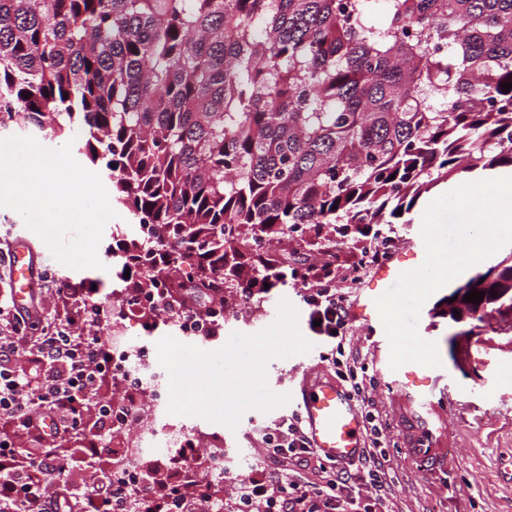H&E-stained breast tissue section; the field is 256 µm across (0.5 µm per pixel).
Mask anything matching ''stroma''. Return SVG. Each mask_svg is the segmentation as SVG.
Instances as JSON below:
<instances>
[{"instance_id":"1","label":"stroma","mask_w":512,"mask_h":512,"mask_svg":"<svg viewBox=\"0 0 512 512\" xmlns=\"http://www.w3.org/2000/svg\"><path fill=\"white\" fill-rule=\"evenodd\" d=\"M471 179V174L464 173L457 180L440 181L424 193L410 213V223L392 225L394 248L409 247L431 201ZM20 236L30 241L43 269L58 275L66 273V266L53 258L45 243L26 228L15 211L0 208V248H10ZM300 294V285L289 283L266 295L253 312L235 314L212 337L195 339L194 344L213 351L221 348L232 333H258L274 322L273 308L280 300L303 309ZM352 330L357 360L376 378L377 409L390 425L388 454L394 484L386 504L388 512H512V314L493 311L479 319L468 315L456 323L427 309L421 312L418 331L425 340L437 343L445 366L435 400L446 430L434 433L430 444L437 452L426 460L407 455L404 449L407 425L401 415V399L381 371L383 357L376 335L359 321L354 322ZM461 332L467 333L470 340L472 359L467 363L459 361L454 341ZM322 354L317 345L310 357L270 361V389L288 393L303 378L333 377L332 365L322 361ZM270 418V413L248 410L233 431L198 416L171 415L163 409L151 415L155 426L206 434L225 455L241 454L249 459L258 452L252 440L254 430Z\"/></svg>"}]
</instances>
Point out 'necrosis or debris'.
<instances>
[{
  "label": "necrosis or debris",
  "instance_id": "obj_1",
  "mask_svg": "<svg viewBox=\"0 0 512 512\" xmlns=\"http://www.w3.org/2000/svg\"><path fill=\"white\" fill-rule=\"evenodd\" d=\"M150 341L131 344L124 339L112 342L110 368L120 374V388L112 400L96 403L94 411L112 419L113 428L127 432L128 440L112 454V467L122 473L129 486L144 485L149 470H167L172 482L198 476L200 483L224 475V452L195 443L187 447V433L168 431L156 435L144 418L145 413L167 404L168 387L161 370L148 360Z\"/></svg>",
  "mask_w": 512,
  "mask_h": 512
}]
</instances>
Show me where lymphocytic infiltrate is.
I'll list each match as a JSON object with an SVG mask.
<instances>
[{
  "label": "lymphocytic infiltrate",
  "mask_w": 512,
  "mask_h": 512,
  "mask_svg": "<svg viewBox=\"0 0 512 512\" xmlns=\"http://www.w3.org/2000/svg\"><path fill=\"white\" fill-rule=\"evenodd\" d=\"M335 274L324 265L307 268L303 302L313 333L321 343L343 352L352 344L348 294L336 288ZM111 345L101 338L85 341L56 324L42 325L37 313L0 301V417L15 421L14 432L0 435V512H66L73 498H85L90 512H113L125 502L123 479L106 471L87 472L82 483L57 484L73 466L66 455L49 451L53 437L81 433L89 395L110 373ZM45 364L43 376L30 377L29 362ZM345 382L365 421L367 445L358 455L361 469L322 458L312 448L299 411L283 414L259 430L263 452L256 474L239 485L236 503L257 505L261 512H374L384 499L391 469L386 447L390 426L380 419L369 390L376 380L357 377L346 369ZM51 421L43 430L42 421ZM310 468L303 477L301 468ZM147 512H201L202 504L186 486L173 485L164 469H153L149 487L134 497Z\"/></svg>",
  "instance_id": "1"
}]
</instances>
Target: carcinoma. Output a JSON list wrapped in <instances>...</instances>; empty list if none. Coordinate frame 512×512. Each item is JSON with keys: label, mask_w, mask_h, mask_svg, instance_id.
<instances>
[{"label": "carcinoma", "mask_w": 512, "mask_h": 512, "mask_svg": "<svg viewBox=\"0 0 512 512\" xmlns=\"http://www.w3.org/2000/svg\"><path fill=\"white\" fill-rule=\"evenodd\" d=\"M503 83L512 0H0V129L73 140L155 226L112 251L122 288H279L434 177L512 169ZM494 269L460 287H511Z\"/></svg>", "instance_id": "1"}]
</instances>
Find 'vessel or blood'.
Listing matches in <instances>:
<instances>
[{"instance_id": "b4317fda", "label": "vessel or blood", "mask_w": 512, "mask_h": 512, "mask_svg": "<svg viewBox=\"0 0 512 512\" xmlns=\"http://www.w3.org/2000/svg\"><path fill=\"white\" fill-rule=\"evenodd\" d=\"M423 248V240H415L411 250L393 253L376 269L366 285L362 302L357 306V313L366 324L379 323L376 298L391 288L401 273L419 267ZM10 270L15 303L19 308H28L39 286V266L26 245L12 247ZM393 376L402 392L405 407L411 410L412 419L418 424L410 444L415 450L424 437L425 424L436 413L431 384L440 378L441 370L408 363L394 371ZM293 403L305 419L313 448L323 457L343 463L359 455L363 447L364 419L344 387L332 379L318 378L301 384Z\"/></svg>"}]
</instances>
